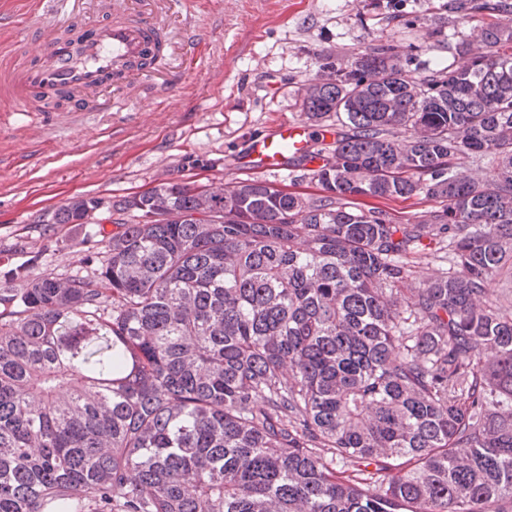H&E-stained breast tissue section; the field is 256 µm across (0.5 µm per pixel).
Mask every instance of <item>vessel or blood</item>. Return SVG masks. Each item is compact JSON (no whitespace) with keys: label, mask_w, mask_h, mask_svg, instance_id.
<instances>
[{"label":"vessel or blood","mask_w":512,"mask_h":512,"mask_svg":"<svg viewBox=\"0 0 512 512\" xmlns=\"http://www.w3.org/2000/svg\"><path fill=\"white\" fill-rule=\"evenodd\" d=\"M26 38L23 62L0 67V109L7 112H50L63 101L75 112L91 101L111 110L104 90L145 75L156 50L170 47L167 30L152 14L129 8L94 23L76 17L66 28L37 26ZM313 136L308 125L276 123L253 142L244 169H284L289 158L306 154Z\"/></svg>","instance_id":"b4317fda"}]
</instances>
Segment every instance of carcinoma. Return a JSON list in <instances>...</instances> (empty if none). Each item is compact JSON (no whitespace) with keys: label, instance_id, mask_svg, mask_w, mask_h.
<instances>
[{"label":"carcinoma","instance_id":"1","mask_svg":"<svg viewBox=\"0 0 512 512\" xmlns=\"http://www.w3.org/2000/svg\"><path fill=\"white\" fill-rule=\"evenodd\" d=\"M456 52L323 57L321 195L168 180L85 274L0 284V512H512V27ZM379 207L387 212L389 218L394 222H402L396 224H403L406 219L414 214L424 211L436 210L440 207V203L433 199H425L423 196L413 197L409 200L391 199L381 202L374 201ZM491 300L494 304L509 309L512 299V277L503 275L494 279L490 285Z\"/></svg>","mask_w":512,"mask_h":512}]
</instances>
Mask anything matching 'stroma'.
<instances>
[{
	"label": "stroma",
	"instance_id": "stroma-1",
	"mask_svg": "<svg viewBox=\"0 0 512 512\" xmlns=\"http://www.w3.org/2000/svg\"><path fill=\"white\" fill-rule=\"evenodd\" d=\"M455 0H203L188 15L157 0L173 41L202 27L208 43L191 70L179 57L177 87L149 78L138 95L109 112H7L0 116V283L22 287L16 270L29 253L39 271L84 272L103 249L89 224H54L74 196L112 201L167 180H243L252 141L274 122L302 120L300 91L320 56L339 61L375 40L414 62H456L457 43L479 44L484 15H463ZM99 0H60L48 12L29 0H0V16L25 25L0 41V59H23L29 27L63 23L70 14L95 20Z\"/></svg>",
	"mask_w": 512,
	"mask_h": 512
}]
</instances>
